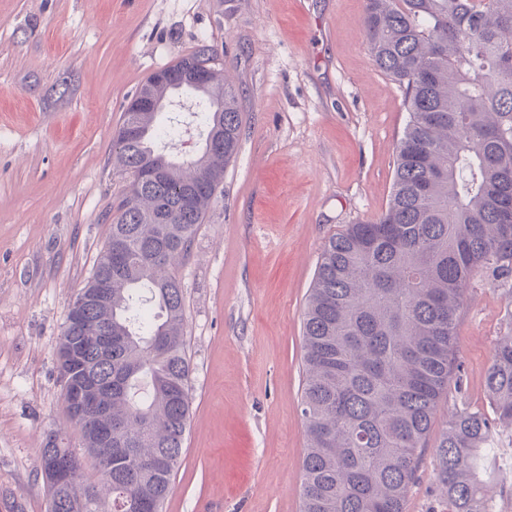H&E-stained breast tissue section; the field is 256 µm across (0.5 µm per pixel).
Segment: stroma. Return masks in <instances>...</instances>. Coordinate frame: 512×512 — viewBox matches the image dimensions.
I'll return each mask as SVG.
<instances>
[{
    "instance_id": "1",
    "label": "stroma",
    "mask_w": 512,
    "mask_h": 512,
    "mask_svg": "<svg viewBox=\"0 0 512 512\" xmlns=\"http://www.w3.org/2000/svg\"><path fill=\"white\" fill-rule=\"evenodd\" d=\"M366 0H0V512H47L50 436L75 442L56 351L131 177L112 143L154 72L200 45L239 90L240 140L177 266L190 420L162 512H300L302 313L322 249L377 218L408 121ZM512 285L481 274L404 512H441L436 445L489 408ZM512 512V429L481 460Z\"/></svg>"
}]
</instances>
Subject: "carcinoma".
Instances as JSON below:
<instances>
[{"instance_id": "1", "label": "carcinoma", "mask_w": 512, "mask_h": 512, "mask_svg": "<svg viewBox=\"0 0 512 512\" xmlns=\"http://www.w3.org/2000/svg\"><path fill=\"white\" fill-rule=\"evenodd\" d=\"M371 56L404 87L409 120L394 162L389 204L325 245L303 317L307 448L301 512H404L424 442L448 388L457 314L479 273L512 278V0H367ZM202 46L170 66L209 64L195 103L208 131L223 102L224 146L178 163L157 112H124L142 136L113 148L131 182L110 223L92 277L112 306L91 305L80 326L90 375L112 403V478L81 499L83 460L55 440L42 454L71 459L77 486L54 512H161L179 467L190 417L182 289L173 268L190 254L198 225L224 182L240 137L238 93ZM112 332L99 355L98 330ZM491 414L463 410L437 444L446 512H487L479 461L493 427H512V335L486 377Z\"/></svg>"}]
</instances>
